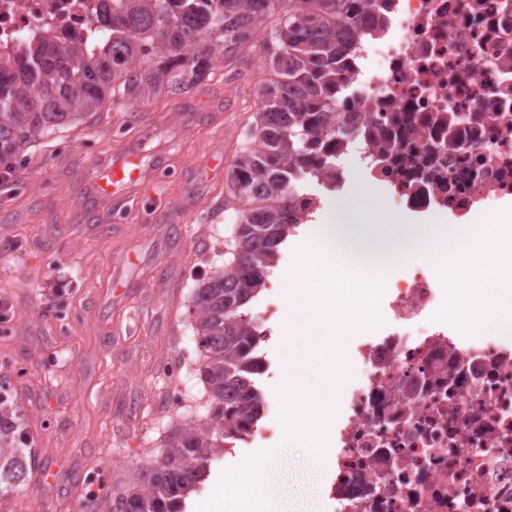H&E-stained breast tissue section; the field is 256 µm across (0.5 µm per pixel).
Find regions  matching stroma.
Wrapping results in <instances>:
<instances>
[{
  "label": "stroma",
  "instance_id": "obj_1",
  "mask_svg": "<svg viewBox=\"0 0 512 512\" xmlns=\"http://www.w3.org/2000/svg\"><path fill=\"white\" fill-rule=\"evenodd\" d=\"M248 63L216 69L189 94L105 103L83 121L28 144L0 177V395L17 408L42 486L0 494V512H110L113 498L159 459L166 436L206 414L192 292L234 246L224 216L226 178L254 127L269 76L261 47ZM136 155L143 180L103 195L98 174ZM299 231L269 278L273 295L250 307L271 332L261 344L267 441L217 454L186 512H222L215 484L261 464L286 485L295 512L320 500L331 512L329 468L287 434L277 384L288 353L316 339H289L286 288L310 252ZM278 311L266 316L265 305ZM29 372L16 380L12 367Z\"/></svg>",
  "mask_w": 512,
  "mask_h": 512
}]
</instances>
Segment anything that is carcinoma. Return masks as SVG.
Returning a JSON list of instances; mask_svg holds the SVG:
<instances>
[{
    "instance_id": "cac0c4a2",
    "label": "carcinoma",
    "mask_w": 512,
    "mask_h": 512,
    "mask_svg": "<svg viewBox=\"0 0 512 512\" xmlns=\"http://www.w3.org/2000/svg\"><path fill=\"white\" fill-rule=\"evenodd\" d=\"M285 1L288 18L263 39L272 77L258 121L228 177L224 211L240 213L232 259L201 282L195 301L200 376L215 416L167 436L161 460L125 492L131 512H182L218 449L262 417L252 380L262 370L258 326L243 308L264 290L288 237L297 173L319 178L336 161L328 140L348 45L359 18L384 0H104L94 52L47 34L0 66V162L10 165L44 132L82 120L108 98L190 93ZM21 441L0 410V490L28 479Z\"/></svg>"
}]
</instances>
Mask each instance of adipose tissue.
Returning <instances> with one entry per match:
<instances>
[{
    "label": "adipose tissue",
    "mask_w": 512,
    "mask_h": 512,
    "mask_svg": "<svg viewBox=\"0 0 512 512\" xmlns=\"http://www.w3.org/2000/svg\"><path fill=\"white\" fill-rule=\"evenodd\" d=\"M224 512H287L262 465L243 467L222 491Z\"/></svg>",
    "instance_id": "ef3b65f1"
}]
</instances>
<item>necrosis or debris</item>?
<instances>
[{
    "label": "necrosis or debris",
    "instance_id": "necrosis-or-debris-1",
    "mask_svg": "<svg viewBox=\"0 0 512 512\" xmlns=\"http://www.w3.org/2000/svg\"><path fill=\"white\" fill-rule=\"evenodd\" d=\"M385 30L352 45L359 66L339 107L337 159L388 186L392 213L442 224L512 201V0H388ZM96 0H0V61L53 30L95 32ZM463 118L448 135L449 113ZM400 125L404 160H382ZM482 177H473L474 167ZM443 282L413 266L387 285L383 320L343 387L328 496L336 512H512V344L437 317Z\"/></svg>",
    "mask_w": 512,
    "mask_h": 512
}]
</instances>
